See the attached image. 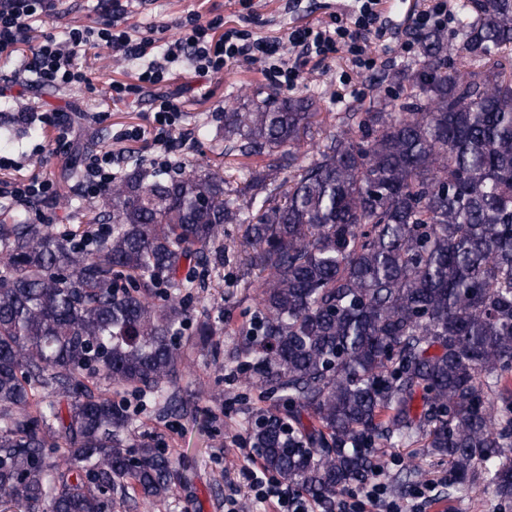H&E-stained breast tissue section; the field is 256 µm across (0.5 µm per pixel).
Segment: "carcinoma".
I'll list each match as a JSON object with an SVG mask.
<instances>
[{
    "label": "carcinoma",
    "mask_w": 512,
    "mask_h": 512,
    "mask_svg": "<svg viewBox=\"0 0 512 512\" xmlns=\"http://www.w3.org/2000/svg\"><path fill=\"white\" fill-rule=\"evenodd\" d=\"M458 26L453 42L417 34L421 59L396 75L408 97L346 107L306 163L314 96L224 110V148L292 170L281 200L201 164L137 163L87 244L0 212V512L165 499L171 459L126 438L101 387L172 401L182 295L246 213L266 277L234 357L277 398L247 420L267 470L332 512L380 469L376 448L421 441L456 483L479 468L512 499V0H462ZM215 335L202 321L188 345Z\"/></svg>",
    "instance_id": "obj_1"
}]
</instances>
